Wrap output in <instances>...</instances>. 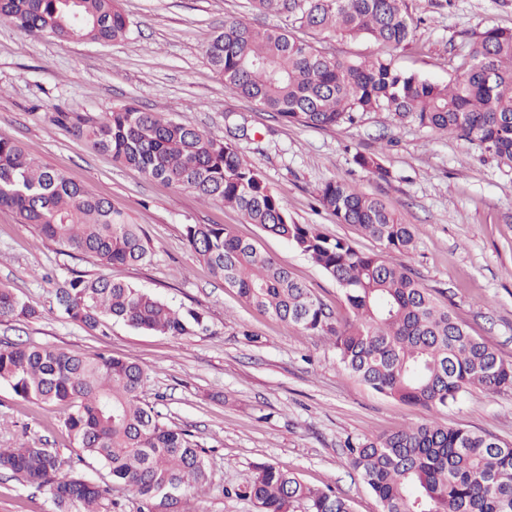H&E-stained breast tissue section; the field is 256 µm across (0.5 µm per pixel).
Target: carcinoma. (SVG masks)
<instances>
[{
	"label": "carcinoma",
	"mask_w": 512,
	"mask_h": 512,
	"mask_svg": "<svg viewBox=\"0 0 512 512\" xmlns=\"http://www.w3.org/2000/svg\"><path fill=\"white\" fill-rule=\"evenodd\" d=\"M261 13H288L298 28L366 36L381 51L362 62L327 55L315 42L281 28L224 20L205 54L224 90L291 123L326 129L387 112L448 137L469 141L512 165V30L484 29L448 83L395 67L390 51L412 35L405 0H251ZM60 41L122 40L127 21L118 0H0V23ZM74 134L149 177L221 201L248 224L287 240L335 282L352 313L339 324L329 307L288 268L222 224H188L189 249L225 285L264 313L308 334L332 337L343 369L375 392L428 410L446 408L468 390L512 391V364L456 321L396 259L415 247L416 232L378 198L337 181L319 192L338 224H356L379 243L366 253L316 224H297L236 146L182 121L123 105L74 125ZM353 162L387 177L375 154ZM0 207L44 238L106 267L136 265L149 240L124 212L40 163L0 136ZM60 311L89 329L112 321L172 337L204 328L203 314L180 311L103 274H74L57 291ZM38 309L0 286V319H34ZM148 370L128 358L87 355L47 345L0 344V383L24 402L59 405L63 425L112 484L132 489L148 512H188L193 490L207 483L204 450L185 430L161 420L143 399ZM349 464L381 512H512V445L435 420L404 425L349 445ZM0 471L47 486L58 512H101L110 486L64 468L48 448H0ZM260 512H353L348 499L314 489L271 463L233 489Z\"/></svg>",
	"instance_id": "obj_1"
}]
</instances>
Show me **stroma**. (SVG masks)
I'll use <instances>...</instances> for the list:
<instances>
[{
  "instance_id": "obj_1",
  "label": "stroma",
  "mask_w": 512,
  "mask_h": 512,
  "mask_svg": "<svg viewBox=\"0 0 512 512\" xmlns=\"http://www.w3.org/2000/svg\"><path fill=\"white\" fill-rule=\"evenodd\" d=\"M129 22L124 40L105 46L29 36L0 24V135L43 164L108 199L150 245L147 262L101 266L56 245L0 208V284L36 304L34 320L0 319V341L50 345L88 355L131 358L150 373L144 395L164 421L204 448L210 472L195 489L190 512H258L231 488L255 466L273 463L316 489H332L354 512L378 505L349 465L347 442L436 419L512 443V392L479 388L432 412L380 395L349 376L328 337L308 335L261 313L210 274L188 248V224L231 226L286 265L342 322L352 315L335 282L286 240L245 223L219 201L151 179L118 164L75 136L74 124L132 104L233 139L242 159L283 196L291 218L317 224L358 250L379 244L353 224L337 223L317 201L323 184L346 183L379 198L417 231L402 255L424 288L452 315L512 363V166L465 140L444 137L384 112L356 124L319 129L277 119L225 93L205 46L227 18L261 27H290L288 16L260 14L251 0H120ZM413 32L392 53L404 71L440 83L479 32L512 30V0H407ZM328 54L363 60L378 51L368 37L317 34ZM246 136H235L236 127ZM378 153L388 178L356 166V152ZM144 288L180 310L206 313L207 328L173 338L112 323L88 330L57 309L56 286L72 271ZM63 408L20 400L0 384V448L42 446L99 482L109 476L85 456L63 426ZM0 512H56L48 489L0 472Z\"/></svg>"
}]
</instances>
